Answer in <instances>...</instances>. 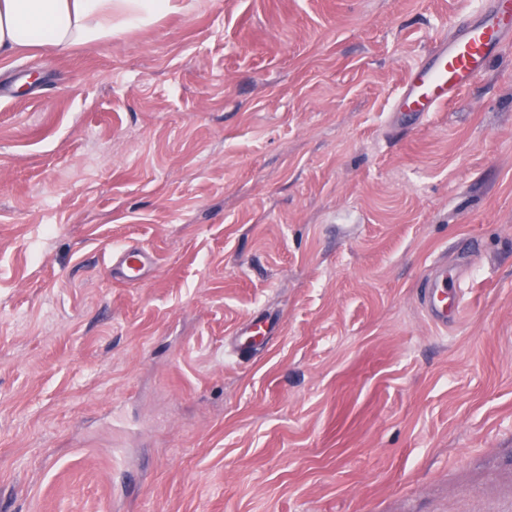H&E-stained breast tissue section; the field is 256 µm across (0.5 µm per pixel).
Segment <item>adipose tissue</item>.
<instances>
[{"instance_id": "ef3b65f1", "label": "adipose tissue", "mask_w": 512, "mask_h": 512, "mask_svg": "<svg viewBox=\"0 0 512 512\" xmlns=\"http://www.w3.org/2000/svg\"><path fill=\"white\" fill-rule=\"evenodd\" d=\"M183 8L182 0H0V60L36 48L95 45Z\"/></svg>"}]
</instances>
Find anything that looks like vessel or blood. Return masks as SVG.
<instances>
[{"label":"vessel or blood","instance_id":"vessel-or-blood-1","mask_svg":"<svg viewBox=\"0 0 512 512\" xmlns=\"http://www.w3.org/2000/svg\"><path fill=\"white\" fill-rule=\"evenodd\" d=\"M510 45L512 0H482L477 10L456 20L452 38L437 41L427 57L411 67L393 104V122L421 124L485 73L503 48ZM154 262L150 251L123 245L113 251L112 274L119 280L136 282L143 279ZM461 277V271L439 266L424 280L422 307L437 327L455 324L461 315ZM274 332V321L261 314L237 329V341L248 350L266 343Z\"/></svg>","mask_w":512,"mask_h":512}]
</instances>
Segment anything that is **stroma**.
<instances>
[{"label":"stroma","instance_id":"35a3bbf8","mask_svg":"<svg viewBox=\"0 0 512 512\" xmlns=\"http://www.w3.org/2000/svg\"><path fill=\"white\" fill-rule=\"evenodd\" d=\"M185 3L0 62V512H512V48L400 127L476 0ZM155 263L154 255L139 246L123 245L112 254V276L125 282L142 280ZM462 272L436 267L424 280L422 307L429 320L440 328L455 324L462 312L463 285ZM275 327V322L271 318L260 314L238 328L235 336H238L239 346L248 350L266 343L267 338L275 333Z\"/></svg>","mask_w":512,"mask_h":512}]
</instances>
